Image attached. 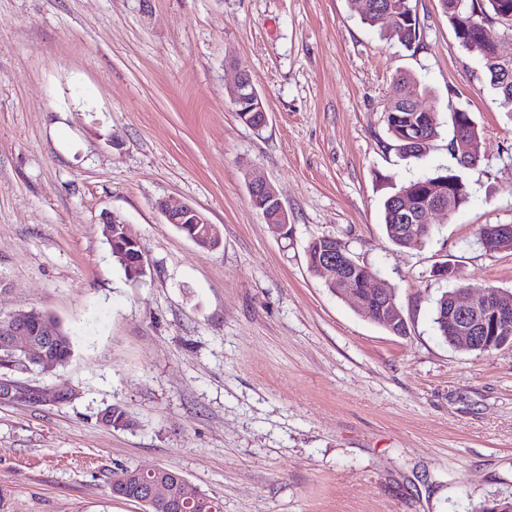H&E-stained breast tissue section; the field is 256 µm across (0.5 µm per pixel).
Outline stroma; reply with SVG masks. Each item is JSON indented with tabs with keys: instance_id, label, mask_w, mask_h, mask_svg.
<instances>
[{
	"instance_id": "obj_1",
	"label": "stroma",
	"mask_w": 512,
	"mask_h": 512,
	"mask_svg": "<svg viewBox=\"0 0 512 512\" xmlns=\"http://www.w3.org/2000/svg\"><path fill=\"white\" fill-rule=\"evenodd\" d=\"M419 46L363 24L350 0H0V317L52 316L73 345L17 380L66 403H0L5 512H144L113 471L169 466L224 512H485L512 502V347L479 355L432 322L452 283L512 291V117L439 0H411ZM247 73L261 130L228 94ZM431 91L450 127L470 112L481 162L470 199L432 215L424 247L387 238L383 201L448 162L391 149L397 73ZM275 187L292 233L251 207L247 175ZM223 232L199 248L160 202ZM137 234L127 279L102 235ZM332 235L389 285L396 336L327 288L306 248ZM453 263L454 282L432 277ZM110 405L135 425L104 426Z\"/></svg>"
}]
</instances>
